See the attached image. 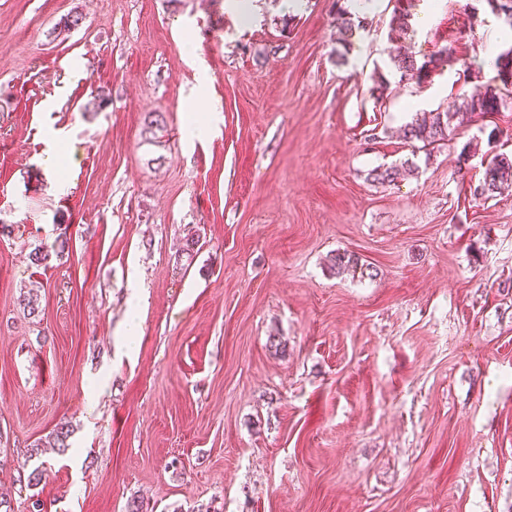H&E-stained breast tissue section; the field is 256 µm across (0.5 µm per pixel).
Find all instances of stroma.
<instances>
[{"instance_id": "obj_1", "label": "stroma", "mask_w": 512, "mask_h": 512, "mask_svg": "<svg viewBox=\"0 0 512 512\" xmlns=\"http://www.w3.org/2000/svg\"><path fill=\"white\" fill-rule=\"evenodd\" d=\"M334 3L0 0L12 512H512V189L470 192L512 159V104L429 153L399 136L405 98L452 110L497 86L494 14L435 0L405 44L456 62L417 85L393 74L388 0L338 64ZM339 253L357 267L336 274Z\"/></svg>"}]
</instances>
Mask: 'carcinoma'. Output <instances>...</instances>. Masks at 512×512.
Here are the masks:
<instances>
[{"instance_id": "1", "label": "carcinoma", "mask_w": 512, "mask_h": 512, "mask_svg": "<svg viewBox=\"0 0 512 512\" xmlns=\"http://www.w3.org/2000/svg\"><path fill=\"white\" fill-rule=\"evenodd\" d=\"M342 2L343 0H336V41L346 47L360 25L355 23L354 16ZM392 3L390 29L392 34L400 37L409 30L413 0H392ZM391 61L393 71L399 75L400 80L421 83L431 78L435 72L447 67L453 62V57L448 53V49L444 48L421 63L417 62L415 56L399 51L391 57ZM497 72L501 88L489 89L471 97L453 111L416 114V118L404 125V140L411 144L421 142L423 147L427 148L448 140V132L468 126L476 118L483 119L499 113L507 105L508 100L512 99V51L505 52V56L498 63ZM404 170L406 167L402 164L378 166L369 171L367 180L377 184H390L395 182ZM508 182L512 184V160L502 157L485 169L482 181L473 189V196L493 198Z\"/></svg>"}]
</instances>
